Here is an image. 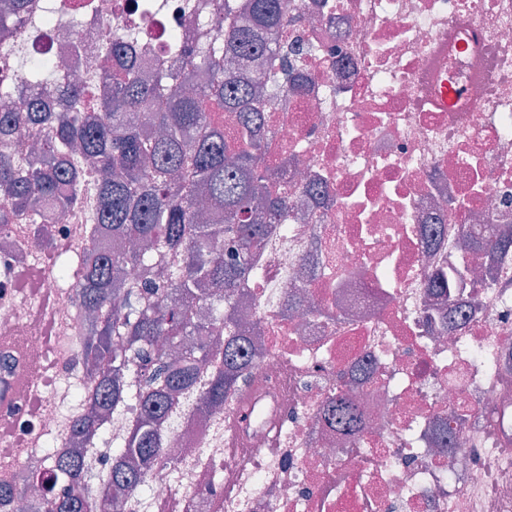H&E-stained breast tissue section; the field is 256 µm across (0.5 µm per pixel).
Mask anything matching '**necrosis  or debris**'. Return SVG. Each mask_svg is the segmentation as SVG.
Returning <instances> with one entry per match:
<instances>
[{
	"mask_svg": "<svg viewBox=\"0 0 512 512\" xmlns=\"http://www.w3.org/2000/svg\"><path fill=\"white\" fill-rule=\"evenodd\" d=\"M200 2L192 16L182 0H90L0 49L83 83L118 42L154 72L172 36L197 45L217 14ZM290 13L276 38L307 47L303 88L266 110L267 163L301 194L247 294L264 356L209 418L180 396L134 512H512V255L471 258L455 299L427 289L463 236L512 237V0H291ZM447 85L462 95L444 109ZM47 230L11 225L0 246V355L14 362L0 482L30 500L44 447L72 445L89 382L74 364L80 269L19 276L45 244L85 252L95 235L70 210ZM297 289L307 308L290 307ZM343 389L363 414L350 439L324 418Z\"/></svg>",
	"mask_w": 512,
	"mask_h": 512,
	"instance_id": "necrosis-or-debris-1",
	"label": "necrosis or debris"
}]
</instances>
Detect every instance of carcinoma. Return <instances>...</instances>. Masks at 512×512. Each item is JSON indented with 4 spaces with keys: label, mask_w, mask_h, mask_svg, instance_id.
Segmentation results:
<instances>
[{
    "label": "carcinoma",
    "mask_w": 512,
    "mask_h": 512,
    "mask_svg": "<svg viewBox=\"0 0 512 512\" xmlns=\"http://www.w3.org/2000/svg\"><path fill=\"white\" fill-rule=\"evenodd\" d=\"M29 11L30 0L0 4L6 17ZM289 11L290 0L224 5L214 21L224 24V51L189 50L175 37V64L158 74L131 64L124 45H108L102 84L88 91L68 84L65 110L48 112L31 99L0 112V229L38 224L43 211L84 196L86 222L102 238L76 257L77 301L91 323L75 363L91 385L74 439L96 442L101 422L121 405L138 409L131 431L106 451L108 490L98 499L83 494L94 447L45 450L51 465L35 476L42 512H117L129 495L146 492L173 401L196 391L199 409L221 410L257 362L236 302L262 278L254 258L287 221L296 192L266 163L265 74L242 66L276 63L279 88L299 91L294 63L304 46L281 53L272 43ZM45 127L43 152L9 151L14 136ZM471 248L504 256L508 242L489 235ZM128 266L148 276L128 280ZM361 418L349 391L336 393L325 412L344 436L359 430Z\"/></svg>",
    "instance_id": "1"
}]
</instances>
